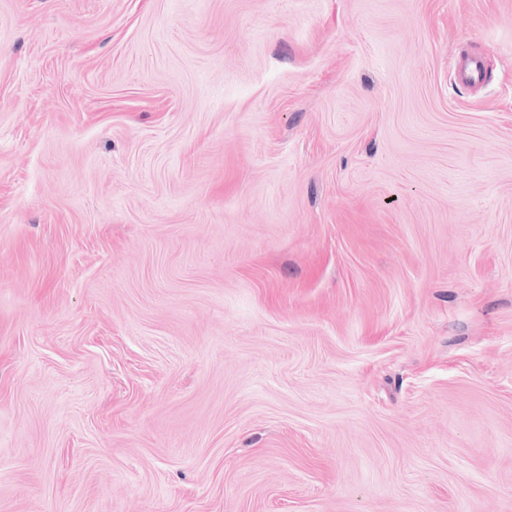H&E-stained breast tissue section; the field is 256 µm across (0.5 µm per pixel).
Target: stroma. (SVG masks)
Segmentation results:
<instances>
[{
	"mask_svg": "<svg viewBox=\"0 0 512 512\" xmlns=\"http://www.w3.org/2000/svg\"><path fill=\"white\" fill-rule=\"evenodd\" d=\"M0 512H512V0H0Z\"/></svg>",
	"mask_w": 512,
	"mask_h": 512,
	"instance_id": "1",
	"label": "stroma"
}]
</instances>
